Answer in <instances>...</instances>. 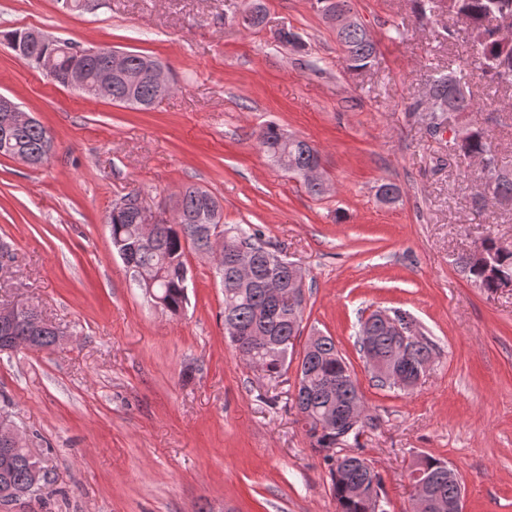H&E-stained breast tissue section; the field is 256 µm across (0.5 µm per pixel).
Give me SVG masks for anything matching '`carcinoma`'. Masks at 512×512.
<instances>
[{
  "label": "carcinoma",
  "mask_w": 512,
  "mask_h": 512,
  "mask_svg": "<svg viewBox=\"0 0 512 512\" xmlns=\"http://www.w3.org/2000/svg\"><path fill=\"white\" fill-rule=\"evenodd\" d=\"M353 7V0H316L317 10L323 19L336 12V6ZM456 17L465 27L477 55L481 70L497 84L512 87V28L502 34L485 26L491 15H503L512 19V0H416V16L430 19L440 10ZM336 40L348 68L358 70L367 67L375 58L377 44L372 34L361 28L336 32ZM109 58L99 53L85 59H76L67 53L56 55V75H65L79 68L87 80L86 95L98 98L95 75L106 68ZM468 76L467 66L451 73L435 76L428 87V98L443 103L461 114L475 110L469 91L464 89ZM134 100L140 110L152 108L158 94L155 86L142 80L128 84L120 79L112 82V101L121 103ZM256 141L265 155L286 172L298 176L302 169L320 160L317 150L304 140L292 139L275 123H268L256 132ZM52 136L40 123L14 129L0 136V156L15 157L25 153L43 158L51 148ZM459 157L463 160L481 158L486 162L482 176L473 195V204L481 208L488 201L512 202V169L500 173L504 166L481 129L468 126V136L457 143ZM180 214L166 217L155 225L152 238L141 239L140 225L135 223L129 207L115 204L108 215L114 250L130 254L135 266L153 281L152 288L164 302V308L173 315L184 310L188 303L187 252L200 251L204 246L205 231L212 230L223 237V247L215 258V273L224 290V326L234 327L252 337L254 341L238 349L249 367L270 379H276L288 369V338L296 335L293 325L294 307L288 288V260L270 250L262 242L260 233L239 224L224 223L223 207L211 193L196 186L185 185L180 192ZM241 250L251 252L255 258V277L246 287L236 279L232 256ZM478 250L493 255L491 266L472 261L465 254L457 259L458 266L467 278L485 291L496 290V277L512 276V249L505 248L492 237L485 238ZM268 280L282 283V293L272 301L264 285ZM372 330L377 336V349L384 357L399 352V340L388 334L380 323L368 317L360 319L356 336L359 351H364L363 333ZM32 344L34 349L48 348L58 341L51 328L38 332L23 327L0 326V343L13 341ZM302 374L307 378L306 392L295 398L301 408L306 437L313 450L334 448L338 456L326 454L323 461L329 468L331 488L338 512H374L371 499L381 495V476L359 467L348 465V451L358 446L365 425L345 426L339 430L318 426V419L329 409L330 394L342 389V403L346 406L361 401L358 387L352 378L348 363L330 336H322L313 343V354L303 362ZM37 459L30 450L14 449L7 473L0 472V485L15 491L28 489L34 480ZM416 470L424 473L431 485L446 499L458 496L460 487L448 483V463L430 455L421 456L415 463ZM354 483L367 484L371 497L360 498L351 493Z\"/></svg>",
  "instance_id": "cac0c4a2"
}]
</instances>
